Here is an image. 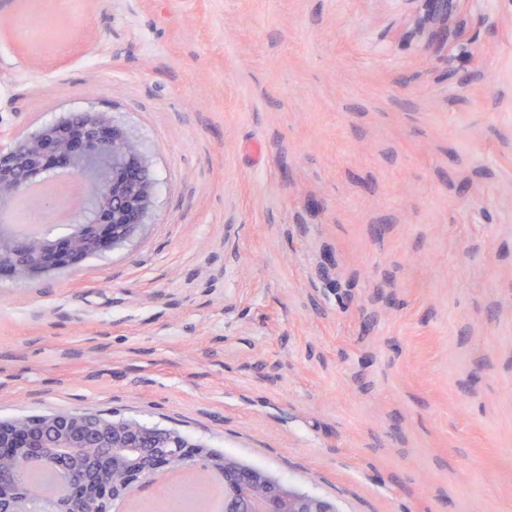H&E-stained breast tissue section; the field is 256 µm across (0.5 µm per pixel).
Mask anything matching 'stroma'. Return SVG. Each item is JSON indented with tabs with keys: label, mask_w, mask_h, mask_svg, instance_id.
<instances>
[{
	"label": "stroma",
	"mask_w": 512,
	"mask_h": 512,
	"mask_svg": "<svg viewBox=\"0 0 512 512\" xmlns=\"http://www.w3.org/2000/svg\"><path fill=\"white\" fill-rule=\"evenodd\" d=\"M0 0V126L93 108L155 205L0 275V421L173 428L338 512H512V0Z\"/></svg>",
	"instance_id": "1"
}]
</instances>
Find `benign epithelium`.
Returning <instances> with one entry per match:
<instances>
[{
    "instance_id": "1",
    "label": "benign epithelium",
    "mask_w": 512,
    "mask_h": 512,
    "mask_svg": "<svg viewBox=\"0 0 512 512\" xmlns=\"http://www.w3.org/2000/svg\"><path fill=\"white\" fill-rule=\"evenodd\" d=\"M97 157H110L114 164L108 174L90 182V201L95 217L90 224H74L61 236L37 233L17 238H0V273L18 283L46 273L72 269L92 254H101L132 238L146 224L155 202V186L150 167L140 146L128 129L112 122L106 114L87 109L46 124L35 132L14 135L6 147H0V208L10 205L34 179L45 178L58 168L76 176L84 175L83 165ZM127 462L145 458L146 466L128 479L117 492L106 485L97 501L122 499L141 485L159 467L173 463L159 453L161 448H188L189 459L204 460L214 471L229 474V461L212 453L190 438L181 440L162 433L147 444L143 427L132 419H106L87 410H73L49 418L28 417L0 422V456L13 448H31L33 452L20 464V474L0 476V485L19 482L40 449L53 448L58 471L70 477L72 456L86 441ZM250 512H336L329 500L301 493L287 484L263 475L262 488L249 494ZM61 503L17 505V499L0 494V512H57Z\"/></svg>"
}]
</instances>
